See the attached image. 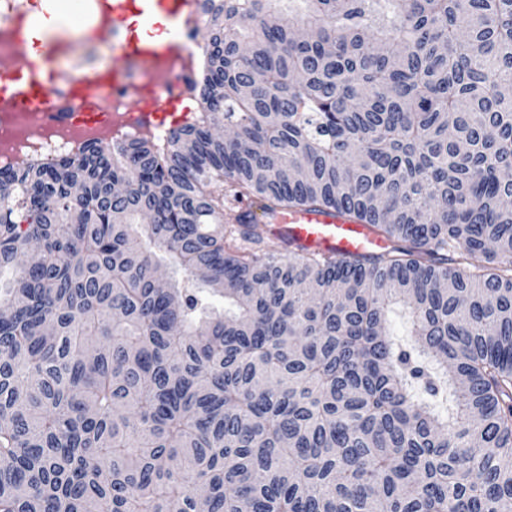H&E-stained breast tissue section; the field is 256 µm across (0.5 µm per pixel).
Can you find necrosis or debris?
I'll return each instance as SVG.
<instances>
[{"label":"necrosis or debris","instance_id":"1","mask_svg":"<svg viewBox=\"0 0 512 512\" xmlns=\"http://www.w3.org/2000/svg\"><path fill=\"white\" fill-rule=\"evenodd\" d=\"M34 10L32 0H0V85L15 78L17 46ZM202 21L200 7L192 6L175 33L174 50L157 53L148 70L129 28L105 18L101 35L86 42L81 53L60 42L52 65L68 74L54 87L61 117L49 121L36 101L0 97V166L20 155L51 162L84 146H117L137 138L166 141L171 128L191 123L195 115L190 103L203 55ZM165 100L187 108L160 116L158 105Z\"/></svg>","mask_w":512,"mask_h":512}]
</instances>
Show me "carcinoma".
I'll list each match as a JSON object with an SVG mask.
<instances>
[{
	"mask_svg": "<svg viewBox=\"0 0 512 512\" xmlns=\"http://www.w3.org/2000/svg\"><path fill=\"white\" fill-rule=\"evenodd\" d=\"M201 9L163 147L0 167V512H512V0ZM276 234L295 237L305 248L343 258L356 254L376 253L386 242L360 222L327 212L288 208L266 218Z\"/></svg>",
	"mask_w": 512,
	"mask_h": 512,
	"instance_id": "1",
	"label": "carcinoma"
}]
</instances>
